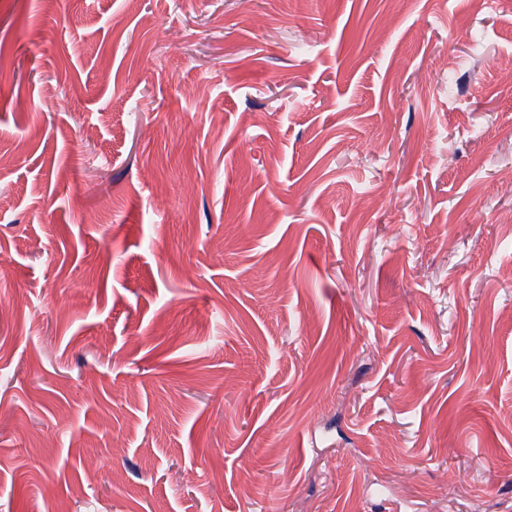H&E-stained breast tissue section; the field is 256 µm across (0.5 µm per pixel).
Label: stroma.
Segmentation results:
<instances>
[{
    "label": "stroma",
    "instance_id": "35a3bbf8",
    "mask_svg": "<svg viewBox=\"0 0 512 512\" xmlns=\"http://www.w3.org/2000/svg\"><path fill=\"white\" fill-rule=\"evenodd\" d=\"M510 60L512 0H0V512H512Z\"/></svg>",
    "mask_w": 512,
    "mask_h": 512
}]
</instances>
